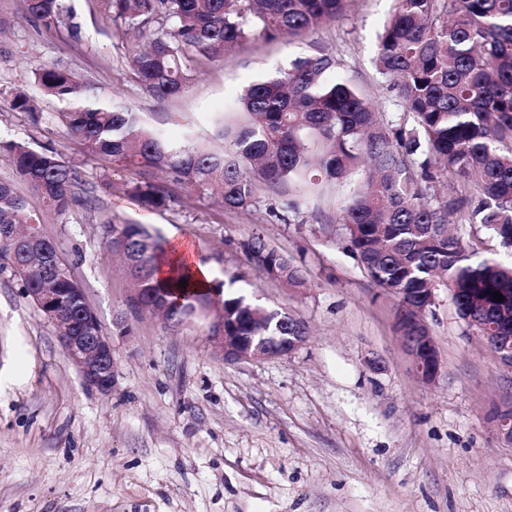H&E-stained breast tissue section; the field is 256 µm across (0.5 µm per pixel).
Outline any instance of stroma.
I'll return each mask as SVG.
<instances>
[{
    "instance_id": "stroma-1",
    "label": "stroma",
    "mask_w": 512,
    "mask_h": 512,
    "mask_svg": "<svg viewBox=\"0 0 512 512\" xmlns=\"http://www.w3.org/2000/svg\"><path fill=\"white\" fill-rule=\"evenodd\" d=\"M78 33L45 32L28 0H0V141L50 146L77 165L83 204L39 216L112 337L115 383L86 387L51 322L0 274V512H512V444L498 413L512 410V368L480 342L439 290L425 320L440 369L423 382L396 327L395 297L373 284L347 249L339 194L324 184L306 207L259 185L245 210L137 164L88 156L33 70L55 63L141 112L175 143L213 151L217 117L236 119L238 92L316 48L342 76L394 113L398 99L374 66L394 0H351L336 23L304 36L254 37L221 60L199 59L185 90L159 98L136 79L144 47L100 0H66ZM36 114L12 106L17 91ZM148 181L166 194L148 208L131 197ZM133 220L165 240L190 242L235 292L278 305L309 335L290 356L224 362L204 323L171 328L131 309V284L101 226ZM261 234L307 271L289 288L251 270L242 244ZM130 332L118 335L117 320Z\"/></svg>"
}]
</instances>
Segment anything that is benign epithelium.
<instances>
[{
  "label": "benign epithelium",
  "mask_w": 512,
  "mask_h": 512,
  "mask_svg": "<svg viewBox=\"0 0 512 512\" xmlns=\"http://www.w3.org/2000/svg\"><path fill=\"white\" fill-rule=\"evenodd\" d=\"M30 300L57 325L60 342L70 361L76 367L84 384L100 393L112 391V337L104 332L95 309L87 300L83 288H28ZM418 335L406 348L412 358L416 374L422 381L433 380L440 362L435 341L424 317H415ZM219 324L218 334L209 342L226 362L267 360L292 354L296 344L286 342L284 336H232L235 326L224 319L211 318Z\"/></svg>",
  "instance_id": "7a95c632"
}]
</instances>
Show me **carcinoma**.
Segmentation results:
<instances>
[{
	"label": "carcinoma",
	"instance_id": "carcinoma-1",
	"mask_svg": "<svg viewBox=\"0 0 512 512\" xmlns=\"http://www.w3.org/2000/svg\"><path fill=\"white\" fill-rule=\"evenodd\" d=\"M30 20L47 32L67 25L63 0H28ZM396 9L378 36L375 66L393 81L399 115L375 109L360 90L338 73L339 62L325 52L297 58L271 77L257 79L238 96L241 119L218 122L229 151L216 153L190 144L176 146L145 125L133 107L97 89L71 71L40 64L33 71L44 92L64 106L59 113L68 133L92 157L136 162L173 175L198 190H220L224 206L252 205L256 183L286 186L288 206L322 183L342 192L339 223L347 249L367 276L390 291L403 308H431L429 289L445 288L461 319L512 363V264L478 259L448 232V217L480 224L506 248L512 247V0H395ZM112 20L147 40L131 68L159 98L181 94L197 57L222 59L226 49L256 36L311 33L342 18L348 0H104ZM166 21L163 37L154 24ZM16 176L27 182L42 206L63 216L84 200L74 192L77 170L54 149L26 142H0ZM452 177L460 191L433 200L430 184ZM132 196L159 208L166 197L155 185L138 182ZM40 223L30 199L13 182L0 179V273L25 288H80L59 246L32 252L11 236ZM109 251L123 257L141 303L150 309L170 304L165 324L188 321L187 306L222 304L234 313L238 335H251L253 304L226 289L230 281L201 288L189 271L158 276L168 244L142 224H103ZM256 271L291 288L307 272L268 247L254 233L244 243ZM186 282L185 287L178 283ZM504 301L494 300V294ZM269 335L307 336L300 319L278 324Z\"/></svg>",
	"mask_w": 512,
	"mask_h": 512
}]
</instances>
